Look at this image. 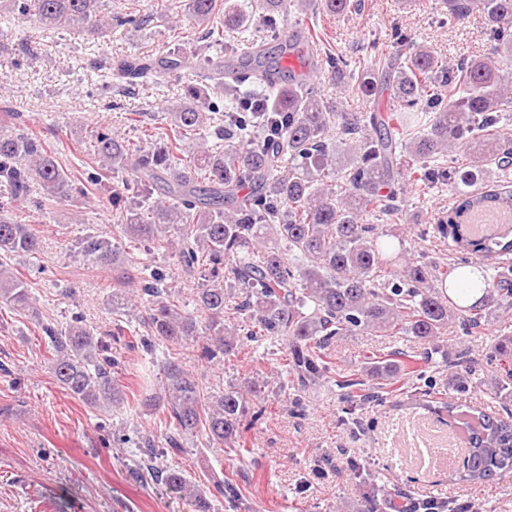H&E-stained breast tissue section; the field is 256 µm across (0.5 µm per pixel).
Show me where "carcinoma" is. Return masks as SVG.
<instances>
[{
  "instance_id": "1",
  "label": "carcinoma",
  "mask_w": 512,
  "mask_h": 512,
  "mask_svg": "<svg viewBox=\"0 0 512 512\" xmlns=\"http://www.w3.org/2000/svg\"><path fill=\"white\" fill-rule=\"evenodd\" d=\"M290 0H255V10L274 18ZM320 4L344 15L353 0H298L308 11ZM223 14L224 25L243 28L252 12L239 0H189L188 16L200 26ZM32 19L51 28H70L99 37L134 20L107 7L105 0H0V23ZM444 22L470 17L482 20L492 42L489 54L451 64L432 47L396 27L391 51L366 47L365 70L357 75L362 97L379 100L388 86L400 105L394 117L374 108L345 112L326 98L306 72L280 83V62L263 44L250 42L238 52L239 66L254 72L247 88L218 111L207 89L188 83L168 107L169 132L147 142L118 130H90L94 152L89 175L65 169L36 134L0 127V298L19 310H32L28 284L10 268L20 254L39 251L38 237L13 212L41 213L50 200L83 197L92 187L122 171L112 187L111 208L120 213V232L147 249H166L182 272L198 281L195 311L187 313L166 298L163 274L148 267L132 270L136 297L147 304L150 336L141 339L201 342L200 358L219 364L235 354L236 337L225 323L230 295L237 291L233 313L252 323L247 339L282 341L296 389L304 390L336 374V387L353 400L363 380L334 369L330 347L339 336L378 334L410 338L422 352L396 348L365 356L362 375L397 382L423 379L422 366L453 367L440 342L457 322L467 335L486 329L499 315L512 313V233L477 236L470 231L474 208L512 210V136L503 131V113L512 112V0H443ZM95 72L120 83H144L182 68L169 56L156 64L133 56L117 65L93 62ZM224 140L219 151L203 149L187 158L189 135L204 141L210 128ZM451 152L465 156L486 174L476 181L450 166ZM343 162L327 182L336 156ZM444 182L454 185L448 209L434 214L435 237L464 258L450 265L406 257V249L387 253L379 225L370 217L402 219V195L412 189L428 193ZM462 187H457L456 183ZM166 187L167 199H153L154 186ZM85 258L97 266H114L119 250L99 236L81 242ZM52 349L48 370L73 398L93 408L122 400L112 368L119 365L108 345L77 317L66 325L41 324ZM495 363L502 381L512 382V324L499 329ZM165 443L174 452L182 437L200 436L210 445H232L243 430L265 413L261 385L205 392L178 363L164 364ZM423 395L432 413L456 424L458 405L442 396L432 380ZM483 431L468 447L459 479L481 483L512 475V423L481 407ZM174 494L195 499L209 512L206 496L235 499L231 482L202 488L179 470L161 477ZM368 512H378L375 475L364 473Z\"/></svg>"
}]
</instances>
